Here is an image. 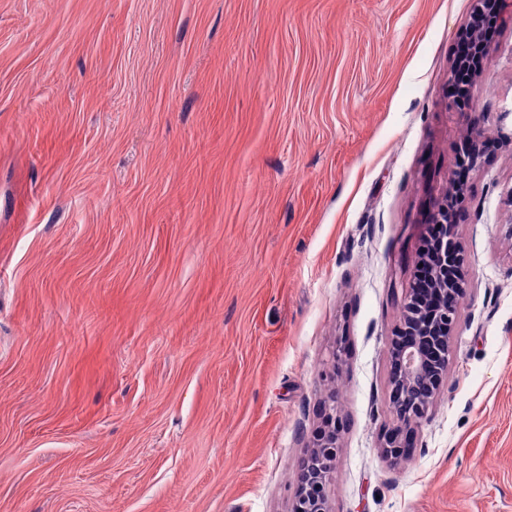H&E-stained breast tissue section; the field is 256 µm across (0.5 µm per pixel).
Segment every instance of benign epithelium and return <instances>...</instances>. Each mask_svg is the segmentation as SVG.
Here are the masks:
<instances>
[{
  "instance_id": "obj_1",
  "label": "benign epithelium",
  "mask_w": 512,
  "mask_h": 512,
  "mask_svg": "<svg viewBox=\"0 0 512 512\" xmlns=\"http://www.w3.org/2000/svg\"><path fill=\"white\" fill-rule=\"evenodd\" d=\"M503 0H473V10L463 32L478 51H483L478 17L492 4ZM459 267V276L448 280V261ZM434 288L440 295L438 308L428 310L421 306L415 288L407 289L403 299V313L395 334L409 336L406 345L396 353L400 370L392 373L389 397L394 418L393 427L384 432L379 448L384 457L397 461L406 456L407 438L413 435L444 387L448 378V347L457 323L458 308L468 294L465 277L464 254L456 240L455 232L440 241L431 255ZM324 423L328 433L324 439L313 440L312 451L299 481L312 487L311 493L299 492L291 512H332L330 505V476L339 446L336 437V396L324 403Z\"/></svg>"
}]
</instances>
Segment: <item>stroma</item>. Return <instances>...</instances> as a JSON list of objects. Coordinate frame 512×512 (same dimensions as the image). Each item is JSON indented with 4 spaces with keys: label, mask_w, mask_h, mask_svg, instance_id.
Returning a JSON list of instances; mask_svg holds the SVG:
<instances>
[{
    "label": "stroma",
    "mask_w": 512,
    "mask_h": 512,
    "mask_svg": "<svg viewBox=\"0 0 512 512\" xmlns=\"http://www.w3.org/2000/svg\"><path fill=\"white\" fill-rule=\"evenodd\" d=\"M472 0H0V512H512V20ZM470 292L400 464L390 338L462 133ZM505 0H473V10L471 12L469 21L462 33H468L469 37L475 47L480 53L484 52L482 43L480 40V30L478 26V17L481 15L486 8L492 4H501ZM459 57L466 61L457 71L456 83L452 88V92L459 98H464L467 88L470 86L474 71L468 63L470 57V46L465 39L460 40L459 44ZM323 418L328 433L321 441L313 440V449L299 476L300 490L291 512H332L330 476L339 450L336 437V424L338 429L339 422L336 420L335 396L331 395L324 403ZM315 459L320 460L319 465H313L312 461ZM303 481L313 487L310 494L302 492Z\"/></svg>",
    "instance_id": "obj_1"
}]
</instances>
